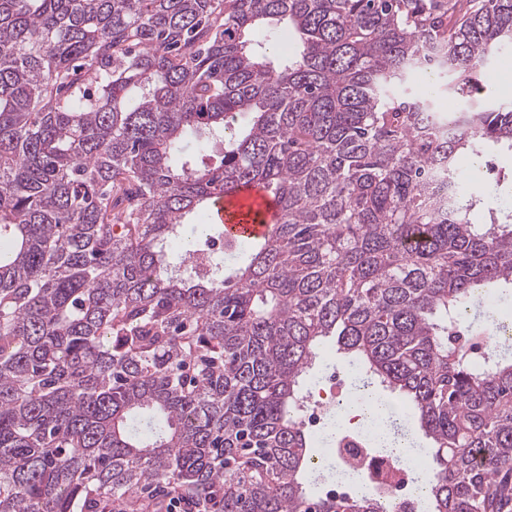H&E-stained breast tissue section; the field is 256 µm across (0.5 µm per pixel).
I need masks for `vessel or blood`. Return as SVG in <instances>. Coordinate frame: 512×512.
Returning a JSON list of instances; mask_svg holds the SVG:
<instances>
[{
	"label": "vessel or blood",
	"mask_w": 512,
	"mask_h": 512,
	"mask_svg": "<svg viewBox=\"0 0 512 512\" xmlns=\"http://www.w3.org/2000/svg\"><path fill=\"white\" fill-rule=\"evenodd\" d=\"M214 216L216 223L223 225L226 237L249 241L263 238L274 220V212L267 206L262 192L253 188L222 197L215 206Z\"/></svg>",
	"instance_id": "obj_1"
}]
</instances>
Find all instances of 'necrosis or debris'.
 Returning a JSON list of instances; mask_svg holds the SVG:
<instances>
[{
  "label": "necrosis or debris",
  "instance_id": "necrosis-or-debris-1",
  "mask_svg": "<svg viewBox=\"0 0 512 512\" xmlns=\"http://www.w3.org/2000/svg\"><path fill=\"white\" fill-rule=\"evenodd\" d=\"M351 388L350 376L337 370L326 372L311 407L300 410V426L325 442L336 469L335 478L323 483L324 494H350L361 484L395 501L414 498L411 469L374 453L371 427L361 428L354 420L338 419L336 411L344 405Z\"/></svg>",
  "mask_w": 512,
  "mask_h": 512
}]
</instances>
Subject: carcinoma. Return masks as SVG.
Returning <instances> with one entry per match:
<instances>
[{
    "mask_svg": "<svg viewBox=\"0 0 512 512\" xmlns=\"http://www.w3.org/2000/svg\"><path fill=\"white\" fill-rule=\"evenodd\" d=\"M503 42L512 0H0V512H157L156 484L393 512L310 491L329 337L432 441L426 512H512V212L476 223L458 180L512 151L480 81ZM428 68L446 112L389 93ZM252 186L268 235L176 275L167 243ZM452 329L496 340L485 365Z\"/></svg>",
    "mask_w": 512,
    "mask_h": 512,
    "instance_id": "1",
    "label": "carcinoma"
}]
</instances>
